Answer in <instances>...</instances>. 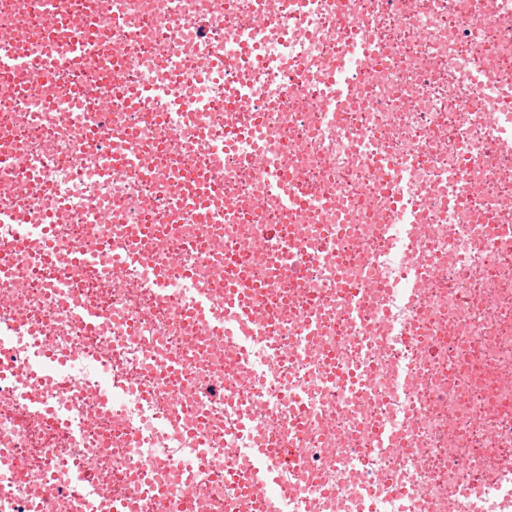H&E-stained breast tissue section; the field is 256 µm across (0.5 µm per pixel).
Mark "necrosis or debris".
Instances as JSON below:
<instances>
[{"label":"necrosis or debris","instance_id":"obj_1","mask_svg":"<svg viewBox=\"0 0 512 512\" xmlns=\"http://www.w3.org/2000/svg\"><path fill=\"white\" fill-rule=\"evenodd\" d=\"M223 3L219 13L214 0H70L68 33L88 37L84 82L100 85L117 67L128 82L178 81L209 103L191 118L158 102V120L136 134L138 147L156 152L149 170L105 173L84 148L87 112L43 111L55 84L33 77L24 96H0V207L53 210L57 260L47 275L40 225L0 224V245L21 243L0 275V320L25 323L0 355V448L19 463L0 465V512H30L52 478L51 512H78L84 500L93 512L122 502L131 512H209L236 496L225 469L247 472L251 448L281 441L300 401L305 429L292 440L291 474L275 486L284 512H471L455 486L494 465L512 468V144L492 137L505 115L473 104L484 86L512 84V27L500 21L499 0H317L299 25L282 0ZM247 14L276 27L242 44L236 21ZM44 27L43 0H0V32L19 33L30 57L52 56L67 70L64 41L48 42ZM360 41L378 49L374 71L343 111L329 113L327 78ZM476 56L481 86L466 78ZM211 59L234 60L237 82L263 94L256 130H236L222 75L200 76ZM93 105L112 131L105 150L125 147L123 98ZM230 135L245 160L265 143L289 180L317 196L303 234L278 197L256 191L258 170L247 163L225 172L236 202L214 197L212 222L169 203L181 165L210 163L213 140ZM34 159L53 196L19 191ZM393 168L403 173L398 197ZM138 224L155 227L144 259L171 263L173 289L161 300L141 266L116 284L72 259L73 248L106 250ZM272 224L285 233L271 238ZM253 242L266 256L253 293L271 319L264 345L305 339L301 350L258 363L275 369L268 387L241 384L243 352L177 315L191 269L223 320L224 279ZM305 262L315 278H297ZM354 295L364 301L355 320ZM85 307L105 312L95 329L73 317ZM45 347L65 358L74 390L27 374ZM175 359L187 364L184 377L150 376ZM31 396L39 409L18 414L17 400ZM172 410L210 442L197 470L171 465L189 446L164 421ZM244 415L252 422L241 429ZM385 426L396 432L389 447L379 442ZM132 429L144 436L140 447L125 443ZM76 464L93 478L74 488ZM398 487L409 497L397 498Z\"/></svg>","mask_w":512,"mask_h":512}]
</instances>
